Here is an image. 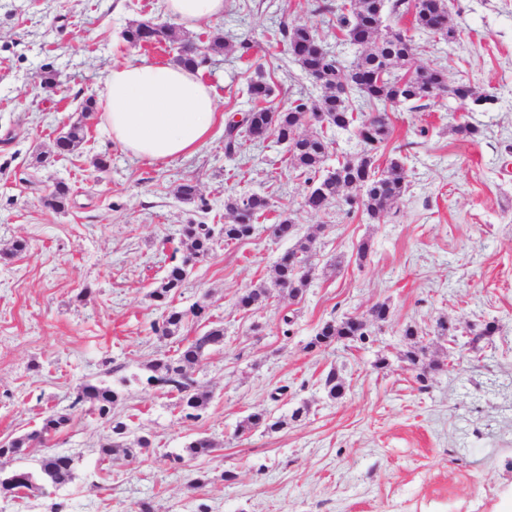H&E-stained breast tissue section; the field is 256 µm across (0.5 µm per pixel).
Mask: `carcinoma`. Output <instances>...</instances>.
Segmentation results:
<instances>
[{"label": "carcinoma", "mask_w": 512, "mask_h": 512, "mask_svg": "<svg viewBox=\"0 0 512 512\" xmlns=\"http://www.w3.org/2000/svg\"><path fill=\"white\" fill-rule=\"evenodd\" d=\"M450 0H336L317 7L321 13L336 18V29L343 39L362 48V52L346 64L331 53L319 39L315 29L308 24L288 27L283 25L272 33V38L283 45L285 54L298 64L302 71L319 83L323 94L317 99L298 98L286 107L270 105L273 96V79L258 72L247 82L245 94L253 103L243 121L225 128L224 156L232 159L240 154L245 143L273 137L287 148L283 157L286 167L306 176L308 192L303 206L310 212H320L333 202L341 200L347 206V214L361 213L368 221H376L392 211H399L408 188V156L401 154L387 159L385 168L376 165L379 157L388 148L392 128L387 108L409 105L412 111H424L440 96L458 103L459 108L470 110L474 106L488 103L486 95L478 94L468 83L448 85L447 70L442 66L410 67V61L420 44L414 37L427 35L439 37L449 43L458 40L461 29L451 24ZM395 20L411 17L413 34L383 25V12ZM125 41L133 46L155 45L170 48L180 43V33L172 23L139 22L130 25L124 32ZM239 48L247 54L253 45L247 39H226L212 44L214 51ZM174 62L187 69L197 70L208 62V56L181 43ZM384 76H378L379 72ZM307 125L312 128L307 135L298 134V129ZM356 130L361 149L353 156L336 159V168L330 174L318 176L329 157L334 143L333 134L338 131ZM86 139L85 127L77 121L67 128V135L56 139L57 155L68 156L77 152ZM70 197V188L58 182L43 197V205L54 211H63ZM176 197L185 203H194L200 198L196 184L186 181L178 185ZM230 221L216 229L209 224H184L179 232V247L172 257L164 276L149 297L160 310V319L153 324L156 335L177 340L178 346L172 356L157 358L146 365L149 375L146 384L159 390L175 393L181 402L184 417L195 419L204 410L212 395L197 387L190 369L210 351L224 346V326L209 321L206 307L196 303L187 310L171 304L173 297L184 287L189 266L207 258L213 251L215 234L224 237V242H241L252 238L259 221L268 220L271 205L259 194L230 196L225 204ZM271 234L278 239H288L296 234V225L291 217L281 213L270 227ZM315 239H299L294 248L286 252L273 266V279L277 287L288 290L294 299L303 297L309 288L315 267L312 263ZM270 298L263 289H249L237 296L236 305L242 310H251ZM390 306L385 303L373 305L358 324L348 317H332L324 321L308 342L307 347H329L339 342L359 339L363 344L373 342V328L389 320ZM195 321L208 323V329L193 339L181 337L185 325ZM499 327L494 321L470 326L469 344L475 346L494 336ZM402 336L410 343L403 352V361L417 366L424 364L426 346L422 345L423 334L414 324L402 330ZM327 396L336 399L345 390V381L336 371H329L323 379ZM121 393L102 383L86 382L76 397L75 403L88 405L89 413L109 424L111 435L99 444V453L112 456L118 452L125 459L138 457L151 447L147 436L128 440L130 425L113 413L120 401ZM71 416L52 409L45 412L41 427L30 433L0 442V457L18 455L35 444L46 446L52 436L66 429ZM284 420L275 419L265 413H253L239 423L238 432L250 434L259 429L274 432ZM215 451V444L205 436L188 440L182 453L173 457L180 464L184 458L208 455ZM75 478L74 459L65 454L46 452L35 460L31 467L11 471L0 469V493L17 497L32 495L45 485L62 486Z\"/></svg>", "instance_id": "cac0c4a2"}]
</instances>
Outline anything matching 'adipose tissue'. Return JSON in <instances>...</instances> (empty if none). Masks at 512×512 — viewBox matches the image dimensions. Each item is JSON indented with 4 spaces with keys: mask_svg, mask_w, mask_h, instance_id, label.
<instances>
[{
    "mask_svg": "<svg viewBox=\"0 0 512 512\" xmlns=\"http://www.w3.org/2000/svg\"><path fill=\"white\" fill-rule=\"evenodd\" d=\"M165 12L189 28L224 13V0H164ZM218 95L201 71L142 58L117 63L99 92L100 117L114 143L154 162L195 151L217 121Z\"/></svg>",
    "mask_w": 512,
    "mask_h": 512,
    "instance_id": "obj_1",
    "label": "adipose tissue"
}]
</instances>
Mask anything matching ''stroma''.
Listing matches in <instances>:
<instances>
[{
    "instance_id": "35a3bbf8",
    "label": "stroma",
    "mask_w": 512,
    "mask_h": 512,
    "mask_svg": "<svg viewBox=\"0 0 512 512\" xmlns=\"http://www.w3.org/2000/svg\"><path fill=\"white\" fill-rule=\"evenodd\" d=\"M318 2L226 0L222 17L181 30L208 48L227 32L254 45L246 56L210 55L204 75L223 117L250 109L242 90L260 69L279 85L275 105L321 95L271 42L281 25L312 24L343 60L358 55ZM451 2L463 35L413 63L445 67L449 84L470 83L494 101L469 112L449 111L444 98L421 112L390 109V144L409 147L410 187L397 214L370 222L346 217L336 202L307 212L308 185L285 168L274 139L225 158L222 121L192 154L150 163L115 145L93 115L80 150L34 170L35 155L52 153L59 129L97 96L113 63L146 55L124 30L168 16L163 0H0V440L38 428L47 410L69 413L52 446L73 457L76 472L29 498L0 496V512H50L55 503L63 512H138L143 502L152 512H197L202 503L210 512H512V0ZM46 71L57 81L51 94L37 88ZM464 122L476 137L456 133ZM98 155L110 160L105 170L92 165ZM186 180L201 203L176 197ZM58 181L71 190L61 212L40 202ZM243 192L267 196L274 212L291 213L299 236H314L315 276L291 299L273 287L271 269L292 241L263 228L241 243L216 239L174 299L182 309L205 304L224 326L223 347L192 370L212 399L188 420L176 395L138 381L176 347L152 330L160 312L150 293L179 226L223 224L225 198ZM17 240L27 247L14 254ZM365 241L371 252L360 264ZM261 287L268 302L236 307L239 293ZM383 301L391 317L374 343L308 349L333 314L361 315ZM286 315L295 318L287 336ZM442 315L457 325L456 340L433 336ZM482 321L499 330L471 347L467 331ZM409 323L442 366L423 383L400 357ZM381 355L388 366L378 370ZM332 369L346 382L336 400L320 385ZM87 380L121 387L116 414L153 441L137 462L100 458L111 431L74 405ZM301 405L306 414L292 420ZM261 411L283 427L238 434L243 418ZM197 435L217 451L174 464Z\"/></svg>"
}]
</instances>
